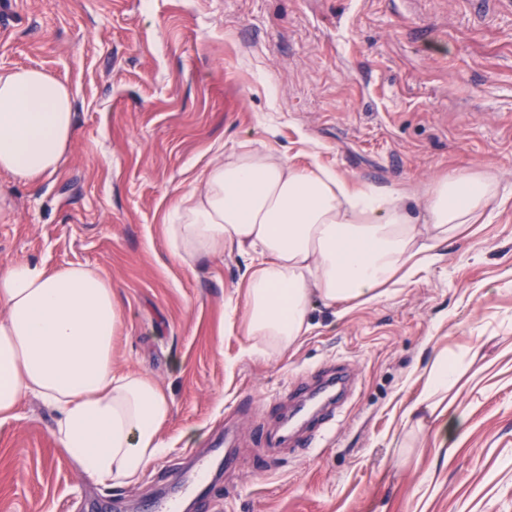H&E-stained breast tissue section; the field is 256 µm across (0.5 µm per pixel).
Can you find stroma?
<instances>
[{
  "label": "stroma",
  "instance_id": "1",
  "mask_svg": "<svg viewBox=\"0 0 512 512\" xmlns=\"http://www.w3.org/2000/svg\"><path fill=\"white\" fill-rule=\"evenodd\" d=\"M39 67L74 92L73 146L50 176L0 172V264L89 266L121 320L112 365L172 404L167 451L121 486L59 448L56 413L26 398L0 423V512L141 508L227 436L237 459L206 512H512V11L471 0H0V71ZM245 148L419 205L458 169L506 201L449 238L416 284L343 316L313 300L288 352L244 335L236 248L184 262L164 226L206 165ZM464 422L401 433L439 353ZM345 365L353 391L315 448L278 447L288 392Z\"/></svg>",
  "mask_w": 512,
  "mask_h": 512
}]
</instances>
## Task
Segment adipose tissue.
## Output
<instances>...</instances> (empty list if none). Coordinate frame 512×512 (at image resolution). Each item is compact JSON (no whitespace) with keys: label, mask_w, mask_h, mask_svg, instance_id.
I'll return each instance as SVG.
<instances>
[{"label":"adipose tissue","mask_w":512,"mask_h":512,"mask_svg":"<svg viewBox=\"0 0 512 512\" xmlns=\"http://www.w3.org/2000/svg\"><path fill=\"white\" fill-rule=\"evenodd\" d=\"M75 136L71 89L38 67L0 72V170L22 182L55 173ZM499 196L495 179L463 169L433 180L422 217L396 189L355 187L318 161L305 165L260 150L233 153L204 168L172 207L165 235L183 260L223 254L249 258L243 330L282 353L311 329L313 299L369 304L415 283L438 248L483 219ZM119 310L95 269L47 270L32 261L0 266V422L21 401L40 399L57 414L60 448L95 483L135 481L167 444L160 431L171 403L145 374L112 368ZM458 362L440 355L404 426L460 417L447 401Z\"/></svg>","instance_id":"ef3b65f1"}]
</instances>
